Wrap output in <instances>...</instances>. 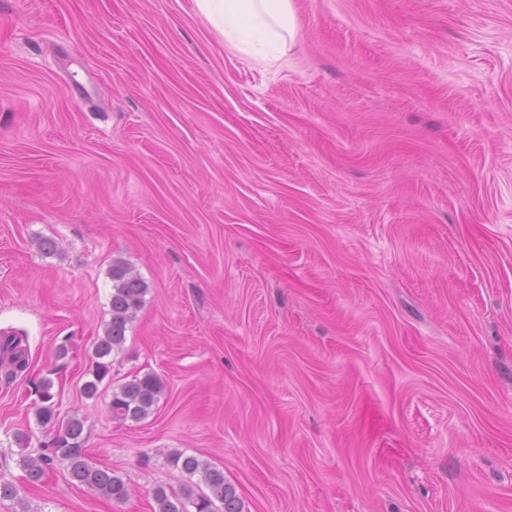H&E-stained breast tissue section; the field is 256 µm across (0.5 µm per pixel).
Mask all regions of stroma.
Returning a JSON list of instances; mask_svg holds the SVG:
<instances>
[{"label": "stroma", "instance_id": "stroma-1", "mask_svg": "<svg viewBox=\"0 0 512 512\" xmlns=\"http://www.w3.org/2000/svg\"><path fill=\"white\" fill-rule=\"evenodd\" d=\"M294 2L263 64L193 0H0V512H153L173 451L243 512H512V0ZM118 260L147 291L89 398ZM45 378L126 501L30 482ZM0 367L7 368L8 378H14L18 373L28 368V356L22 346V337L17 334L3 333L0 336ZM162 393L163 384L157 376L135 377L112 392L109 412L113 419L140 421L154 410Z\"/></svg>", "mask_w": 512, "mask_h": 512}]
</instances>
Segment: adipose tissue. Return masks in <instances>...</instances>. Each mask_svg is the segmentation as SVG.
Returning <instances> with one entry per match:
<instances>
[{"label": "adipose tissue", "mask_w": 512, "mask_h": 512, "mask_svg": "<svg viewBox=\"0 0 512 512\" xmlns=\"http://www.w3.org/2000/svg\"><path fill=\"white\" fill-rule=\"evenodd\" d=\"M229 49L264 61L285 54L297 34L293 0H193Z\"/></svg>", "instance_id": "ef3b65f1"}]
</instances>
